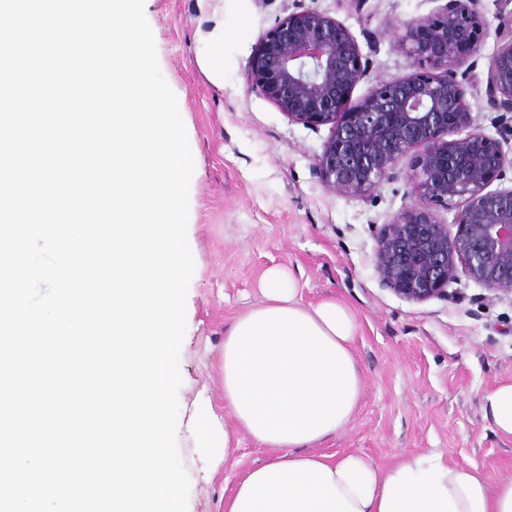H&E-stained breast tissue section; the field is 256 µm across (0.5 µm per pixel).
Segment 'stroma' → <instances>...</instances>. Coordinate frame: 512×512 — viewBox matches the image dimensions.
Here are the masks:
<instances>
[{
	"mask_svg": "<svg viewBox=\"0 0 512 512\" xmlns=\"http://www.w3.org/2000/svg\"><path fill=\"white\" fill-rule=\"evenodd\" d=\"M446 2L364 0L356 11L336 0H145L159 67L176 95L194 160L187 239L195 272L186 300L180 404L204 385L223 412L224 330L260 300L264 272L282 266L297 278L303 303L343 299L359 324L353 351L362 400L351 424L319 453L357 452L385 469L405 455L434 451L477 463L492 479L512 477V440L496 435L482 410L488 388L512 377V300L492 298L464 276L449 285L446 300L409 302L382 288L373 269L374 231L412 203L413 157H403L370 198L340 195L316 169L330 126L288 120L245 82L266 31L290 13L317 8L350 28L368 61L365 79L350 93L358 102L372 84L412 73L396 30L436 15ZM219 18L244 23L226 49L220 85L197 60ZM495 48V38H487L457 74L469 90L472 128L492 137L498 131L483 80ZM177 441L190 479L188 512H224L225 486L267 457L265 448L241 437L236 466L205 483L194 440L181 428Z\"/></svg>",
	"mask_w": 512,
	"mask_h": 512,
	"instance_id": "stroma-1",
	"label": "stroma"
}]
</instances>
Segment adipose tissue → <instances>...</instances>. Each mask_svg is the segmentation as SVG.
<instances>
[{
	"instance_id": "obj_1",
	"label": "adipose tissue",
	"mask_w": 512,
	"mask_h": 512,
	"mask_svg": "<svg viewBox=\"0 0 512 512\" xmlns=\"http://www.w3.org/2000/svg\"><path fill=\"white\" fill-rule=\"evenodd\" d=\"M292 272L273 266L261 301L224 331L223 423L205 392L188 428L201 449L202 479L234 462L235 435L267 448V460L237 479L224 512H512V479L492 480L477 464L438 453L406 456L380 469L367 456L315 453L352 421L362 394L353 353L358 323L345 302L298 300ZM500 437L512 439V378L484 394Z\"/></svg>"
}]
</instances>
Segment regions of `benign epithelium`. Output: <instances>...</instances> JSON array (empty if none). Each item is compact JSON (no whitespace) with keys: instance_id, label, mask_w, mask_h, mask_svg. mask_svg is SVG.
<instances>
[{"instance_id":"obj_1","label":"benign epithelium","mask_w":512,"mask_h":512,"mask_svg":"<svg viewBox=\"0 0 512 512\" xmlns=\"http://www.w3.org/2000/svg\"><path fill=\"white\" fill-rule=\"evenodd\" d=\"M494 35L485 96L512 131V25L492 26L478 0H448L434 18H412L397 46L415 72L349 93L367 73L351 30L315 8L280 19L255 47L245 80L289 120L331 125L316 159L323 184L344 196L369 197L416 153L415 200L375 232L379 284L411 302L448 297L458 272L495 295L512 297V188L491 191L507 159L502 141L469 129L467 90L455 76ZM455 211L456 233L435 213Z\"/></svg>"}]
</instances>
